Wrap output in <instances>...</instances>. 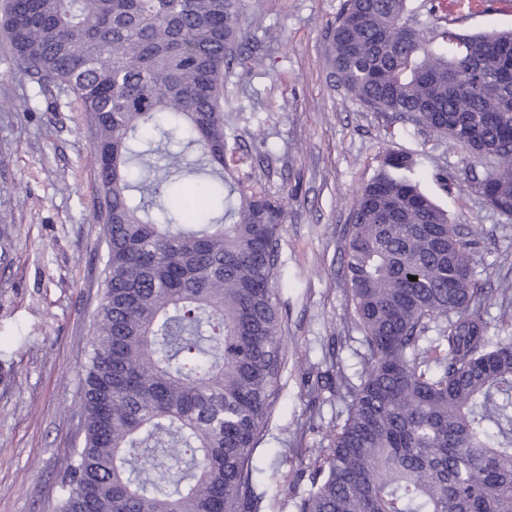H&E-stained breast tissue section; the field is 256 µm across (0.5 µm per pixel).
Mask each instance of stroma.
<instances>
[{"instance_id":"obj_1","label":"stroma","mask_w":512,"mask_h":512,"mask_svg":"<svg viewBox=\"0 0 512 512\" xmlns=\"http://www.w3.org/2000/svg\"><path fill=\"white\" fill-rule=\"evenodd\" d=\"M343 0H241L246 65L224 78L232 174L285 199L278 243L286 365L253 454L257 512H297L308 465L343 421L339 377L364 351L341 270L350 215L385 152L414 155L421 190L470 231L476 278L512 284V217L471 185L488 161L370 110L334 77L326 29ZM455 31L512 29V0L448 12ZM66 90L44 96L0 41V512H54L82 439V378L102 298L91 143ZM328 386L315 390L318 378Z\"/></svg>"}]
</instances>
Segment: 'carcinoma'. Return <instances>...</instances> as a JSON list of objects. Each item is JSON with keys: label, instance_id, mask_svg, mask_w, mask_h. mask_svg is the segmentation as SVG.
<instances>
[{"label": "carcinoma", "instance_id": "1", "mask_svg": "<svg viewBox=\"0 0 512 512\" xmlns=\"http://www.w3.org/2000/svg\"><path fill=\"white\" fill-rule=\"evenodd\" d=\"M0 38L84 114L106 247L58 512H255L286 208L226 176L239 0H3ZM328 57L363 105L494 161L472 187L512 216V30L458 34L437 0H345ZM159 141L195 160L156 175ZM415 167L387 153L354 203L342 263L365 353L297 512H512V335L491 332L493 291Z\"/></svg>", "mask_w": 512, "mask_h": 512}]
</instances>
